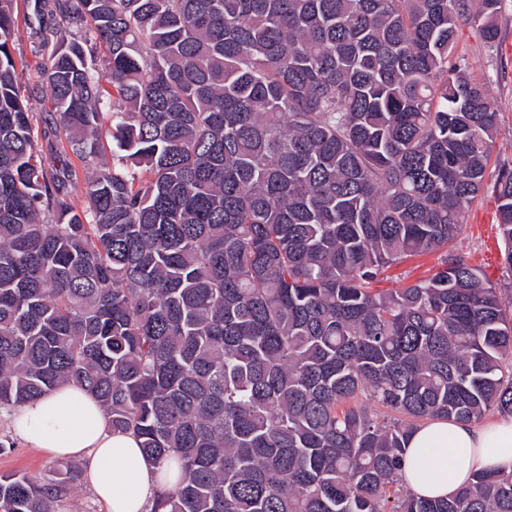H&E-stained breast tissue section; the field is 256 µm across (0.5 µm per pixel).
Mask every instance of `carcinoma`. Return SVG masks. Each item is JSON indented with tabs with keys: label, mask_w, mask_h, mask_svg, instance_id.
Here are the masks:
<instances>
[{
	"label": "carcinoma",
	"mask_w": 512,
	"mask_h": 512,
	"mask_svg": "<svg viewBox=\"0 0 512 512\" xmlns=\"http://www.w3.org/2000/svg\"><path fill=\"white\" fill-rule=\"evenodd\" d=\"M503 2L55 0L38 117L0 0V408L85 388L179 469L151 512H512V471L399 478L419 424L512 414V300L454 250L489 190L512 274V167L486 181L498 113L456 54ZM79 474L2 475L0 512ZM437 258V255H424L395 265L387 272L390 278L379 283L376 288H395L427 275L437 267Z\"/></svg>",
	"instance_id": "obj_1"
}]
</instances>
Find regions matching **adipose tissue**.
I'll return each mask as SVG.
<instances>
[{"label": "adipose tissue", "instance_id": "ef3b65f1", "mask_svg": "<svg viewBox=\"0 0 512 512\" xmlns=\"http://www.w3.org/2000/svg\"><path fill=\"white\" fill-rule=\"evenodd\" d=\"M20 437L58 459L83 457L85 473L107 512H150L160 491L175 489L177 471L149 462L132 435L112 431L103 406L82 387L63 384L14 414ZM404 485L424 498H445L486 469L512 468V416L482 425L433 420L410 436ZM431 451L429 472L417 467Z\"/></svg>", "mask_w": 512, "mask_h": 512}]
</instances>
